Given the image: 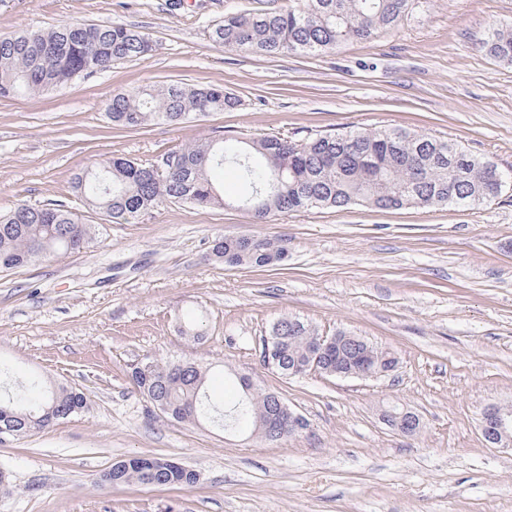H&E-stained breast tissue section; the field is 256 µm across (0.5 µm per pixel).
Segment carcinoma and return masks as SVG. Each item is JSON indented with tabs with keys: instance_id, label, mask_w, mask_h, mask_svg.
Masks as SVG:
<instances>
[{
	"instance_id": "carcinoma-1",
	"label": "carcinoma",
	"mask_w": 512,
	"mask_h": 512,
	"mask_svg": "<svg viewBox=\"0 0 512 512\" xmlns=\"http://www.w3.org/2000/svg\"><path fill=\"white\" fill-rule=\"evenodd\" d=\"M413 0H295V5L261 14L224 16L212 31L217 45L243 53L277 56L322 54L349 41H369L398 25ZM487 55L512 63V26H496L481 39ZM149 37L137 28L109 23L63 22L47 30L27 31L0 39V98L42 93L151 52ZM53 56L43 60L44 51ZM240 99L221 86L190 88L166 85L112 96L107 115L113 125L138 130L150 122L179 124L212 111L232 110ZM175 171L161 173L153 163L114 157L94 169L77 173L72 188L86 203L112 222L131 224L147 212L170 203L196 207L236 204L258 219L301 209L367 205L478 206L493 201L502 186L491 180L512 179L511 171L475 156L462 146L403 129L343 131L297 143L277 136L241 141L189 144L164 153ZM229 167L246 195L224 200L210 173ZM88 225L62 204H19L0 213V271L27 267L42 259L80 250ZM288 252L278 240L261 236H217L212 256L229 267H265ZM272 335L285 340L278 351L282 375L301 369L315 347L312 327L298 319L277 322ZM325 365L340 362L354 368L359 360L345 346L333 347ZM140 393L177 421L207 419L224 431L243 425L263 430L257 420L268 411L273 394L242 384L243 396L219 407L205 391V371L193 363L146 362L131 372ZM84 393L65 386H35L0 398V437H21L46 428L84 409ZM112 485L138 484L192 488L198 474L191 469L158 472L142 465L139 456L112 463Z\"/></svg>"
}]
</instances>
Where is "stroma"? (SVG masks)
I'll return each instance as SVG.
<instances>
[{
    "label": "stroma",
    "mask_w": 512,
    "mask_h": 512,
    "mask_svg": "<svg viewBox=\"0 0 512 512\" xmlns=\"http://www.w3.org/2000/svg\"><path fill=\"white\" fill-rule=\"evenodd\" d=\"M0 0V37L60 22L122 23L150 55L35 96L0 98V211L61 203L90 228L87 245L0 272V392L32 382L72 387L86 407L0 441V512H512V450L488 445L481 410L512 403V188L470 207L371 206L264 220L232 206L241 186L215 174L229 203H165L115 224L71 187L113 157L153 163L170 149L233 135L303 141L350 129L400 128L452 140L512 170V64L479 41L512 24V0H415L394 29L320 54L275 57L211 39L226 14L288 9L293 0ZM221 85L237 109L129 131L113 94L146 86ZM283 240L287 257L230 268L216 235ZM194 313L200 330L182 332ZM347 332L393 352L377 379L285 377L263 360L283 318ZM190 361L215 402L240 378L279 394L310 424L276 443L180 422L131 381L134 366ZM416 412L405 436L385 409ZM137 455L195 470L190 489L111 486L101 475Z\"/></svg>",
    "instance_id": "obj_1"
}]
</instances>
